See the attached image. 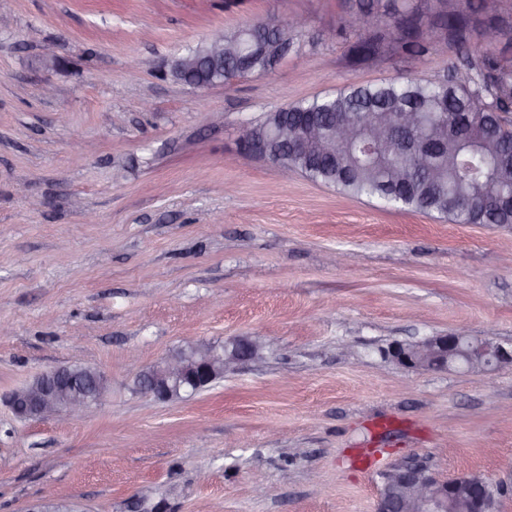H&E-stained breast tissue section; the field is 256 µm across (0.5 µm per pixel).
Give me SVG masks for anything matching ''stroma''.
Segmentation results:
<instances>
[{
    "label": "stroma",
    "instance_id": "35a3bbf8",
    "mask_svg": "<svg viewBox=\"0 0 512 512\" xmlns=\"http://www.w3.org/2000/svg\"><path fill=\"white\" fill-rule=\"evenodd\" d=\"M289 13L307 20L301 48L271 73L209 88L160 74L214 31ZM343 13L344 0H0V512H31L49 489L73 512H375L380 471L411 460L443 480H512V367L386 355L461 324L512 344V226L285 180L240 146L269 111L459 64L386 47L351 65L325 37ZM236 338L263 361L175 401L137 391L132 358ZM73 364L109 376L100 404L75 421L13 415L11 391Z\"/></svg>",
    "mask_w": 512,
    "mask_h": 512
}]
</instances>
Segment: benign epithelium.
Wrapping results in <instances>:
<instances>
[{
    "instance_id": "obj_1",
    "label": "benign epithelium",
    "mask_w": 512,
    "mask_h": 512,
    "mask_svg": "<svg viewBox=\"0 0 512 512\" xmlns=\"http://www.w3.org/2000/svg\"><path fill=\"white\" fill-rule=\"evenodd\" d=\"M234 53V47L224 44L220 36L208 43L203 53L187 55L184 60L175 62L176 69L189 73L200 60L210 62L215 69L224 67V55ZM418 123L416 115L399 112L387 115L374 128V139L389 135L395 126L410 129ZM252 124L243 126L240 132L241 143L247 145L245 152L271 160L268 145L275 141L295 152H306L312 148L322 153H332L334 141H325L314 128L302 133L286 123L263 126V132L252 138L245 136ZM399 365L408 369L451 371L474 367L495 369L512 366V346L507 348L500 343L470 335L460 328L446 335L431 336L412 344L395 342L387 351ZM263 358L262 347L248 339H237L229 348L219 353L213 347L203 346L194 349L190 355L171 352L165 359L141 368L137 374V388L159 401L178 398L183 393H197L207 388L224 372L244 360L259 361ZM69 366L64 365L35 377L31 388L25 392H13L9 404L20 419L41 418L64 414L76 417L88 408L101 403L103 395L96 389L77 390L72 385ZM388 482L396 487L393 498L380 495L376 512H447L448 497L460 496V479L442 481L430 474L421 464H405L389 470ZM479 508L473 512H487V506L494 495L487 483L478 482L473 488Z\"/></svg>"
}]
</instances>
